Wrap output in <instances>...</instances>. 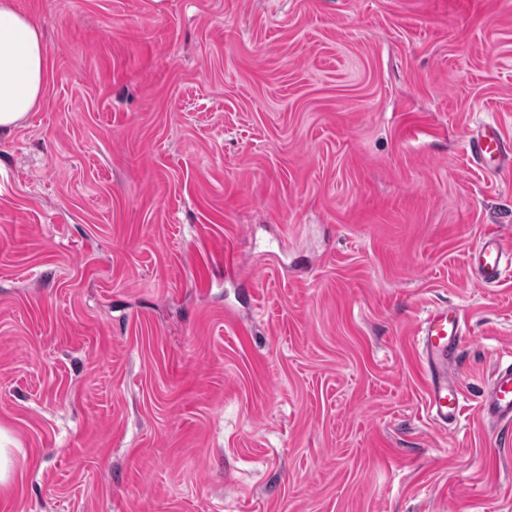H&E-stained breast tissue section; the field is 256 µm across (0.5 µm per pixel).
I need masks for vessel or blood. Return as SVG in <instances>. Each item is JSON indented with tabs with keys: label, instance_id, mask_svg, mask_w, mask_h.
<instances>
[{
	"label": "vessel or blood",
	"instance_id": "obj_1",
	"mask_svg": "<svg viewBox=\"0 0 512 512\" xmlns=\"http://www.w3.org/2000/svg\"><path fill=\"white\" fill-rule=\"evenodd\" d=\"M472 157L504 165L512 161V143L492 124L480 127L469 139ZM468 265L486 283L512 272V243L497 231L485 233L471 248ZM466 318L462 311L433 309L420 320L416 341L427 376L426 406L433 421L445 426L458 420L464 398L455 374ZM483 419L512 425V360L497 363L491 382L478 404Z\"/></svg>",
	"mask_w": 512,
	"mask_h": 512
}]
</instances>
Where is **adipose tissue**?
Returning <instances> with one entry per match:
<instances>
[{
    "instance_id": "ef3b65f1",
    "label": "adipose tissue",
    "mask_w": 512,
    "mask_h": 512,
    "mask_svg": "<svg viewBox=\"0 0 512 512\" xmlns=\"http://www.w3.org/2000/svg\"><path fill=\"white\" fill-rule=\"evenodd\" d=\"M49 78L41 32L13 0H0V136L12 134L39 108Z\"/></svg>"
}]
</instances>
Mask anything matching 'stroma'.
Segmentation results:
<instances>
[{
    "mask_svg": "<svg viewBox=\"0 0 512 512\" xmlns=\"http://www.w3.org/2000/svg\"><path fill=\"white\" fill-rule=\"evenodd\" d=\"M14 4L51 77L0 138V512H512V276L467 264L512 166L466 151L512 139V0ZM468 148L472 157L488 161H494L500 168L505 163L509 164L512 146L492 124L480 127L468 140ZM465 325L461 310L436 308L420 320L415 333L427 376V410L433 421L445 428L458 420L464 410V398L455 374ZM479 414L503 427L512 424V360L497 363L491 382L478 404Z\"/></svg>",
    "mask_w": 512,
    "mask_h": 512,
    "instance_id": "1",
    "label": "stroma"
}]
</instances>
